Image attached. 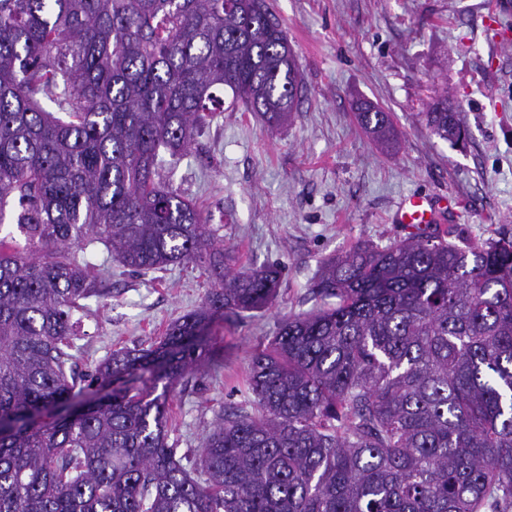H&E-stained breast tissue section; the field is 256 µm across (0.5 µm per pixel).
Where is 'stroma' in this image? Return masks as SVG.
Wrapping results in <instances>:
<instances>
[{
	"instance_id": "obj_1",
	"label": "stroma",
	"mask_w": 512,
	"mask_h": 512,
	"mask_svg": "<svg viewBox=\"0 0 512 512\" xmlns=\"http://www.w3.org/2000/svg\"><path fill=\"white\" fill-rule=\"evenodd\" d=\"M303 78L296 109L269 126L222 91L223 112L161 182L196 202L224 262L247 272L283 268L275 302L210 329L216 364L168 396V442L192 454L223 411L248 403L251 352L280 320L309 311L322 264L358 245L386 247L414 231L391 223L401 196L458 200L424 238L455 243L512 238V0H267ZM459 106L464 138L434 134L423 114L440 95ZM390 112L388 151L358 125L355 104ZM85 255L112 272L109 297L90 301L73 353L88 373L113 350L162 338L200 307L204 267L132 274L94 244Z\"/></svg>"
}]
</instances>
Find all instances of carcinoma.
I'll list each match as a JSON object with an SVG mask.
<instances>
[{
	"mask_svg": "<svg viewBox=\"0 0 512 512\" xmlns=\"http://www.w3.org/2000/svg\"><path fill=\"white\" fill-rule=\"evenodd\" d=\"M219 86L270 124L293 110L301 78L266 0H0V227L16 198L25 239L0 236V512H512L509 238L326 263L322 304L251 354V408L218 416L191 467L176 457L169 388L208 359L210 321L266 307L283 272L225 266L201 210L156 181L159 150L186 151L224 107ZM425 116L459 139L447 96ZM357 120L394 140L376 106ZM95 243L133 272L205 264L214 283L161 340L85 374L72 336L108 288L72 249Z\"/></svg>",
	"mask_w": 512,
	"mask_h": 512,
	"instance_id": "carcinoma-1",
	"label": "carcinoma"
}]
</instances>
